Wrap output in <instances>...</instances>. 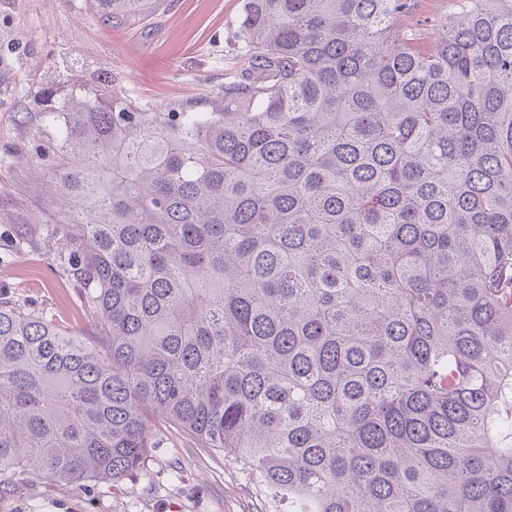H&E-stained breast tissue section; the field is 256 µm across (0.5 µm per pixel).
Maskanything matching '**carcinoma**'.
<instances>
[{
	"label": "carcinoma",
	"mask_w": 512,
	"mask_h": 512,
	"mask_svg": "<svg viewBox=\"0 0 512 512\" xmlns=\"http://www.w3.org/2000/svg\"><path fill=\"white\" fill-rule=\"evenodd\" d=\"M108 21L158 0H97ZM245 0L208 112L46 92L84 336L0 302V490L162 423L294 512H512V0ZM413 17L408 20L413 33L424 45H429L437 38V27L434 21L455 12L454 0H418Z\"/></svg>",
	"instance_id": "cac0c4a2"
}]
</instances>
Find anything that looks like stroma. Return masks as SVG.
Masks as SVG:
<instances>
[{
    "label": "stroma",
    "instance_id": "1",
    "mask_svg": "<svg viewBox=\"0 0 512 512\" xmlns=\"http://www.w3.org/2000/svg\"><path fill=\"white\" fill-rule=\"evenodd\" d=\"M243 0H163L153 13L104 20L95 0H0V301L93 334L97 312L68 273L74 241L32 163L52 131L42 92L83 84L149 111L209 110L241 68L234 33ZM454 0H418L409 26L422 44ZM180 469V481L169 477ZM0 512H288L286 497L199 447L179 429L120 486L37 481L0 496Z\"/></svg>",
    "mask_w": 512,
    "mask_h": 512
}]
</instances>
